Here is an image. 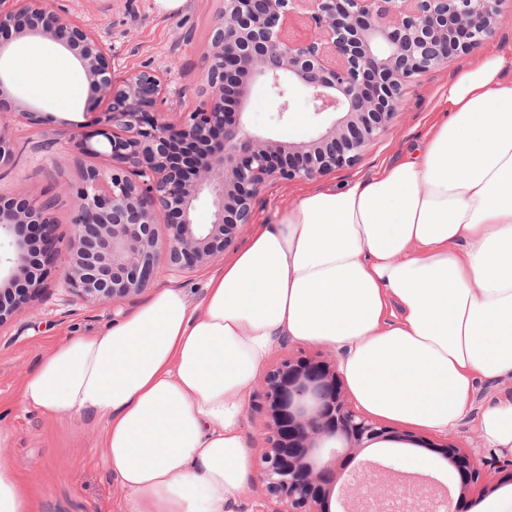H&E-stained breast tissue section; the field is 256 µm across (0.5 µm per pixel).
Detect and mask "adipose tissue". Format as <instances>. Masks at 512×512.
<instances>
[{
  "mask_svg": "<svg viewBox=\"0 0 512 512\" xmlns=\"http://www.w3.org/2000/svg\"><path fill=\"white\" fill-rule=\"evenodd\" d=\"M21 84L67 111L86 76L70 55L19 45ZM341 354L369 415L434 431L473 406L477 380L512 376V47L448 84L447 113L406 160L304 192L205 284L164 288L106 330L54 346L23 407L103 425L128 512H229L249 491L246 399L279 337ZM512 453V398L478 418ZM0 430V512L33 496Z\"/></svg>",
  "mask_w": 512,
  "mask_h": 512,
  "instance_id": "obj_1",
  "label": "adipose tissue"
}]
</instances>
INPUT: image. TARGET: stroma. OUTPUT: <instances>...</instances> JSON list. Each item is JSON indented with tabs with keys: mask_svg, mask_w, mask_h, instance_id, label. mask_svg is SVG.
<instances>
[{
	"mask_svg": "<svg viewBox=\"0 0 512 512\" xmlns=\"http://www.w3.org/2000/svg\"><path fill=\"white\" fill-rule=\"evenodd\" d=\"M58 16L88 28L112 54V74L124 77L129 71L150 67L165 72L172 121L182 119L192 109L200 84L213 26L224 0H187L184 9L173 15L157 13L154 0H46ZM512 46V12L498 20L491 44L481 45L454 56L443 66L416 77L406 89L405 104L380 139L366 146L350 166L319 180L320 186H340L352 180H367L385 165L405 158L423 140L441 115L448 95V83L460 69L468 67L490 47ZM18 62L7 67L11 92L31 107L39 109V122L13 118L8 132L24 146L18 163L0 170V193L24 186L39 200H51V216L60 236L70 233L73 200L62 184L77 181L83 167L108 166L102 156H84L67 142L72 126L95 135L105 124L107 101L84 100L69 111L59 110L46 98L27 93L17 80ZM333 115L309 113L304 96L295 99V110L279 119L264 85H255L248 108V124L258 133L288 143L304 142L330 126ZM307 184L276 179L266 183L256 203L252 224L239 230L231 249L244 248L257 227L275 224L280 215L299 199ZM148 292L105 303L85 302L65 288L57 273H50L43 285L20 310L0 323V429L13 435L9 453L24 481L31 487L34 512H126V492L110 475L101 457L102 427L87 417L60 414L48 417L27 409L19 402L24 380L35 372L43 356L70 336L92 333L108 327L132 312ZM512 396V377L477 381L473 412L446 432L426 430L398 422L391 430L410 435L407 443L386 442L362 451L388 470L390 477L403 476L405 456L427 457V471L435 483L447 487L452 498H464L467 512H477L482 504L494 501L497 512H512L511 456L486 446L476 416L498 398ZM449 443L459 448L482 449L488 469L495 478L486 486L461 489L458 475L448 469L437 445Z\"/></svg>",
	"mask_w": 512,
	"mask_h": 512,
	"instance_id": "1",
	"label": "stroma"
}]
</instances>
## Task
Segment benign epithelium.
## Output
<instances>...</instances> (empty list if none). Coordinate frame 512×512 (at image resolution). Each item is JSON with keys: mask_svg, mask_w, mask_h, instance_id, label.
Wrapping results in <instances>:
<instances>
[{"mask_svg": "<svg viewBox=\"0 0 512 512\" xmlns=\"http://www.w3.org/2000/svg\"><path fill=\"white\" fill-rule=\"evenodd\" d=\"M32 0H0V168L16 161L17 143L3 116L35 120L15 98L3 65L15 40L47 35L71 52L94 98H109L104 142L70 132L85 155L111 158L65 189L74 200L67 246L53 233L50 203L17 188L0 204V236L13 239L0 279V323L40 286L42 255L58 263L61 280L79 299L103 303L138 294L160 268L187 276L220 261L237 230L252 222L270 178L312 181L353 163L382 137L404 106L416 76L491 41L512 0H224L211 34L199 104L179 126L168 119L164 75L139 70L117 82L108 49L86 28ZM302 22L308 35L288 36ZM270 87L278 115L293 111V91L307 95L315 116L344 117L306 142L282 143L253 133L246 122L252 87ZM210 198L208 224L194 219L195 202ZM168 230L160 252L158 224ZM251 410L267 417L268 446L257 460L258 512H327L344 456L391 441L392 431L358 414L343 392L336 365L302 353L258 375ZM437 454L463 487L484 476L476 449L443 444ZM380 464L366 460L346 482L348 501L386 512Z\"/></svg>", "mask_w": 512, "mask_h": 512, "instance_id": "7a95c632", "label": "benign epithelium"}]
</instances>
